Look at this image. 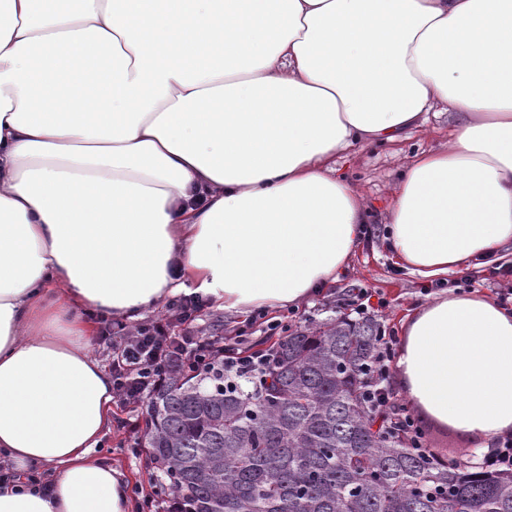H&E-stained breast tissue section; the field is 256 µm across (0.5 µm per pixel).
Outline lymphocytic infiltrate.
<instances>
[{
    "label": "lymphocytic infiltrate",
    "instance_id": "lymphocytic-infiltrate-1",
    "mask_svg": "<svg viewBox=\"0 0 512 512\" xmlns=\"http://www.w3.org/2000/svg\"><path fill=\"white\" fill-rule=\"evenodd\" d=\"M205 302L196 295L172 300L165 314L134 328L104 320L103 331L113 338L112 390L125 403L140 405L153 390L179 371L223 374L232 380L267 367V354L242 346L235 336H205L195 322Z\"/></svg>",
    "mask_w": 512,
    "mask_h": 512
}]
</instances>
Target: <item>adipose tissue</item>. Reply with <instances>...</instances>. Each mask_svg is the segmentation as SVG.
<instances>
[{"label":"adipose tissue","mask_w":512,"mask_h":512,"mask_svg":"<svg viewBox=\"0 0 512 512\" xmlns=\"http://www.w3.org/2000/svg\"><path fill=\"white\" fill-rule=\"evenodd\" d=\"M387 234L448 273L512 244V0H0V512H132L100 463L99 316L184 292L250 313L335 282L368 222L335 176L433 108ZM412 405L512 433V312L466 292L409 317Z\"/></svg>","instance_id":"obj_1"}]
</instances>
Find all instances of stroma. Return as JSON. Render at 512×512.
Instances as JSON below:
<instances>
[{
    "label": "stroma",
    "instance_id": "35a3bbf8",
    "mask_svg": "<svg viewBox=\"0 0 512 512\" xmlns=\"http://www.w3.org/2000/svg\"><path fill=\"white\" fill-rule=\"evenodd\" d=\"M453 121V114L447 112L430 118L425 127L409 131L400 142L359 143L337 156V175L353 186L370 211L367 232L334 285L320 289L297 306L267 313L264 320L256 321L243 336V345L257 349L268 346L266 332L271 324L293 330L313 328L339 317L357 320V313L347 304L349 292L354 288L367 289L370 294L368 317L376 320L386 333L402 336L408 310L442 291L444 285L396 266L385 239L393 189L404 167L416 154L445 143ZM460 275L466 278L470 290L499 299L502 289H512V254H506L502 261L489 267L463 269ZM129 411V406L122 402L114 403L112 424L103 437L99 458L122 471L132 485H144L153 479L158 490H166L167 480L162 473L153 471L147 452L136 451L137 435L121 426Z\"/></svg>",
    "mask_w": 512,
    "mask_h": 512
}]
</instances>
